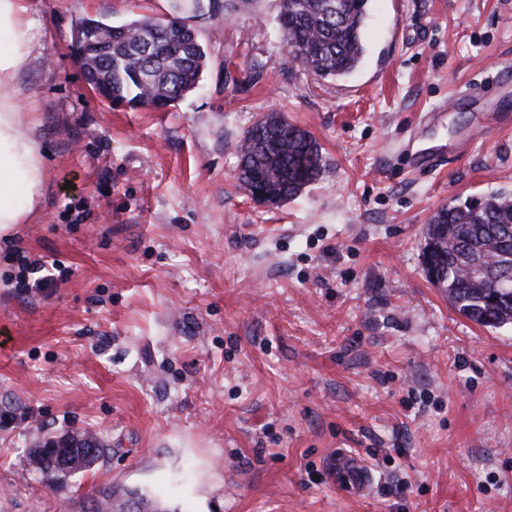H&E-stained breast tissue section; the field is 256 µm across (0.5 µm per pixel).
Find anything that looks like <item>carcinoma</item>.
<instances>
[{
    "mask_svg": "<svg viewBox=\"0 0 512 512\" xmlns=\"http://www.w3.org/2000/svg\"><path fill=\"white\" fill-rule=\"evenodd\" d=\"M201 0H171V13L131 18L114 24L107 18H84L74 43L89 46L83 74L89 87L110 92L112 104L163 109L200 85L207 54L196 30L181 17L196 12ZM370 0H280L279 24L291 63L321 78H343L361 63L364 28ZM240 159L264 169L265 192L284 203L317 180L325 168L320 146L304 129L281 114L262 116L238 143ZM422 265L432 272V285L451 306L478 325L512 324V277L502 286L501 262L512 274V191L455 199L438 208L424 232ZM483 264L489 274L480 280L469 269ZM69 466L34 450L32 470L64 480L91 468L103 444L87 431L68 434ZM112 490L90 499L84 512H112Z\"/></svg>",
    "mask_w": 512,
    "mask_h": 512,
    "instance_id": "cac0c4a2",
    "label": "carcinoma"
}]
</instances>
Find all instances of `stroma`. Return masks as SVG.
<instances>
[{
  "instance_id": "35a3bbf8",
  "label": "stroma",
  "mask_w": 512,
  "mask_h": 512,
  "mask_svg": "<svg viewBox=\"0 0 512 512\" xmlns=\"http://www.w3.org/2000/svg\"><path fill=\"white\" fill-rule=\"evenodd\" d=\"M31 7L46 181L0 234V512H82L102 488L163 512H512V325L462 317L421 265L439 207L512 190V0H371L340 79L285 64L279 0L203 9L200 87L161 112L99 98L73 32L170 0ZM272 110L326 168L270 210L236 173ZM12 241L58 286L16 288ZM73 430L104 445L91 469H30ZM344 451L364 495L333 468ZM336 469L352 494L360 496L367 492L369 473L360 458L353 454L340 453L336 458Z\"/></svg>"
}]
</instances>
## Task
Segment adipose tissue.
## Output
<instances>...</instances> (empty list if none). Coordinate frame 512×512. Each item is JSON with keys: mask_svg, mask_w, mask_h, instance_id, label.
<instances>
[{"mask_svg": "<svg viewBox=\"0 0 512 512\" xmlns=\"http://www.w3.org/2000/svg\"><path fill=\"white\" fill-rule=\"evenodd\" d=\"M35 23L29 0H0V231L27 223L42 202L45 165L37 125L23 119L32 94L20 81Z\"/></svg>", "mask_w": 512, "mask_h": 512, "instance_id": "adipose-tissue-1", "label": "adipose tissue"}]
</instances>
